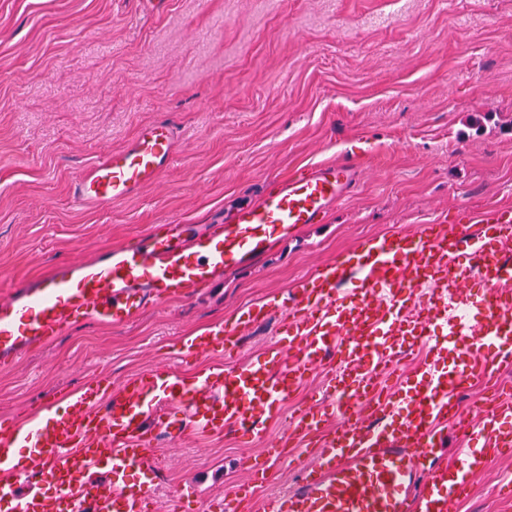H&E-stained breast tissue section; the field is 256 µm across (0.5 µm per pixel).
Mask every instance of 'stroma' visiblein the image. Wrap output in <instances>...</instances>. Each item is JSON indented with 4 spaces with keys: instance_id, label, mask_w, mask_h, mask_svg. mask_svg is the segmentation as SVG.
Masks as SVG:
<instances>
[{
    "instance_id": "obj_1",
    "label": "stroma",
    "mask_w": 512,
    "mask_h": 512,
    "mask_svg": "<svg viewBox=\"0 0 512 512\" xmlns=\"http://www.w3.org/2000/svg\"><path fill=\"white\" fill-rule=\"evenodd\" d=\"M157 121L177 129L158 182L108 211L75 202L85 168ZM351 155L359 183L326 223L189 298L122 327L75 324L0 366V418L98 375L190 368L182 338L366 238L512 207V0H0V298L160 224L199 235L269 180ZM154 456V512H203L255 468L273 490L293 478L239 434L164 440ZM509 472L498 460L460 512H512Z\"/></svg>"
}]
</instances>
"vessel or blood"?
<instances>
[{
  "mask_svg": "<svg viewBox=\"0 0 512 512\" xmlns=\"http://www.w3.org/2000/svg\"><path fill=\"white\" fill-rule=\"evenodd\" d=\"M174 137L165 122L143 127L77 177L75 200L107 211L159 181ZM360 166L352 157L299 169L207 234L180 241L155 232L106 259L54 268L20 300L0 301V363L80 321L125 326L250 265L323 223ZM474 281L483 290L476 311L468 305ZM273 308L285 313L276 346L236 361L242 335ZM408 327L426 351L423 373L379 390L381 375L406 354L399 338ZM441 332L462 347L450 366L441 362ZM183 347L197 358L190 369L160 362L117 385L101 377L55 392L22 419L1 420L0 512H150L160 437L232 431L264 440L272 461L296 465V480L264 512H448L483 465L512 453V393L498 391L476 419L462 407L474 381L496 384L512 367V208L489 204L455 224L363 241L285 295L196 330ZM316 368L328 378L327 398L310 397L290 415L288 435L268 436L267 420ZM359 399L370 406L360 418ZM452 432L462 442L451 453ZM266 483L265 472H253L221 512H244Z\"/></svg>",
  "mask_w": 512,
  "mask_h": 512,
  "instance_id": "b4317fda",
  "label": "vessel or blood"
}]
</instances>
